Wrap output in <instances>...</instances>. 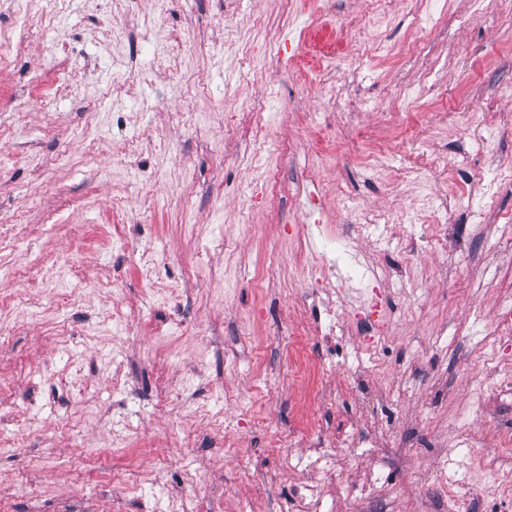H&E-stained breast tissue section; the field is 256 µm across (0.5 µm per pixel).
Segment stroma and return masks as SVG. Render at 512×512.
Wrapping results in <instances>:
<instances>
[{
	"label": "stroma",
	"instance_id": "stroma-1",
	"mask_svg": "<svg viewBox=\"0 0 512 512\" xmlns=\"http://www.w3.org/2000/svg\"><path fill=\"white\" fill-rule=\"evenodd\" d=\"M414 7L0 0V225L19 240L0 255L17 273L0 512H182L197 478L209 512H287L312 487L310 512H512V402L490 372H512V327H494L512 304V0ZM321 254L328 349L301 334L323 316L304 264ZM44 255L69 272L42 280ZM153 288L167 334L99 326ZM373 302L387 329L368 351ZM461 420L471 445L449 447ZM455 477L470 494L449 498Z\"/></svg>",
	"mask_w": 512,
	"mask_h": 512
}]
</instances>
